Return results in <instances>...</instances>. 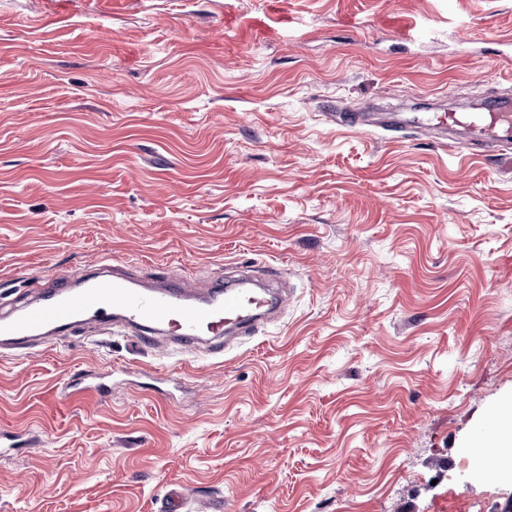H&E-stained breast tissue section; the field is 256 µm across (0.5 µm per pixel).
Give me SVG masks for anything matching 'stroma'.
<instances>
[{
    "label": "stroma",
    "instance_id": "1",
    "mask_svg": "<svg viewBox=\"0 0 512 512\" xmlns=\"http://www.w3.org/2000/svg\"><path fill=\"white\" fill-rule=\"evenodd\" d=\"M268 3L0 0V313L107 256L294 289L221 357L102 326L0 352V431L27 441L0 447V512L512 499L466 453L512 404V168L332 119L512 92V0Z\"/></svg>",
    "mask_w": 512,
    "mask_h": 512
}]
</instances>
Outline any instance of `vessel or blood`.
<instances>
[{
  "label": "vessel or blood",
  "instance_id": "obj_1",
  "mask_svg": "<svg viewBox=\"0 0 512 512\" xmlns=\"http://www.w3.org/2000/svg\"><path fill=\"white\" fill-rule=\"evenodd\" d=\"M438 136L460 152L473 146H496L502 158L512 157V98L491 99L477 112H417L404 116L386 113L380 129L401 132L406 124ZM291 303L289 289L258 290L248 275L195 288L183 271L167 268L152 286H140L114 272L111 259H103L96 273L69 274L37 296L18 315L0 316V345L20 348L33 342L48 343L79 321L131 327L142 343L156 345L167 335L184 353L208 342L211 353L227 349V337L253 335L264 319L284 311Z\"/></svg>",
  "mask_w": 512,
  "mask_h": 512
}]
</instances>
